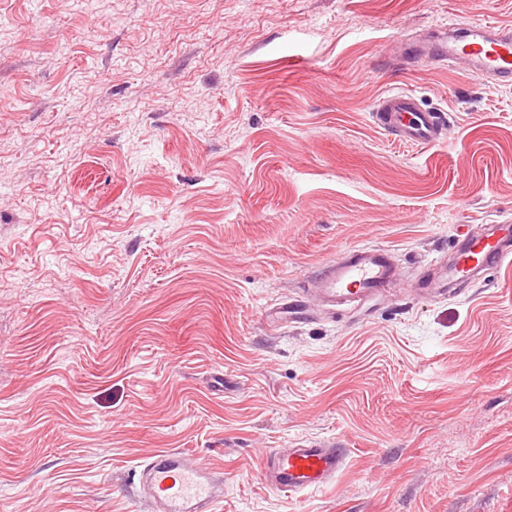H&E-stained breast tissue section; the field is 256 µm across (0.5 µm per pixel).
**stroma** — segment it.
<instances>
[{"label":"stroma","mask_w":512,"mask_h":512,"mask_svg":"<svg viewBox=\"0 0 512 512\" xmlns=\"http://www.w3.org/2000/svg\"><path fill=\"white\" fill-rule=\"evenodd\" d=\"M512 0H0V512H145L138 461L224 469L219 512H512V269L417 293L512 224V86L404 56ZM411 92L431 148L372 118ZM392 294L295 299L343 249ZM333 438L321 492L262 461Z\"/></svg>","instance_id":"1"}]
</instances>
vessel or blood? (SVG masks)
<instances>
[{
	"label": "vessel or blood",
	"instance_id": "1",
	"mask_svg": "<svg viewBox=\"0 0 512 512\" xmlns=\"http://www.w3.org/2000/svg\"><path fill=\"white\" fill-rule=\"evenodd\" d=\"M408 53L422 61L466 64L483 80L512 84V25L450 24L444 35L412 44ZM375 123L400 140L428 147L441 141L447 119L441 111L423 108L408 92L383 96L373 114ZM512 263V225L490 224L480 234L463 232L453 260L426 269L421 294L442 290L448 283L475 280L488 268ZM397 279L388 249L356 246L327 262L302 289L304 299L333 309L361 307L386 296ZM346 459L343 444L333 439H303L287 449L271 450L263 473L268 485L297 495L322 489L336 479ZM139 492L149 512H217L224 499V473L197 457L163 449L138 463Z\"/></svg>",
	"mask_w": 512,
	"mask_h": 512
}]
</instances>
